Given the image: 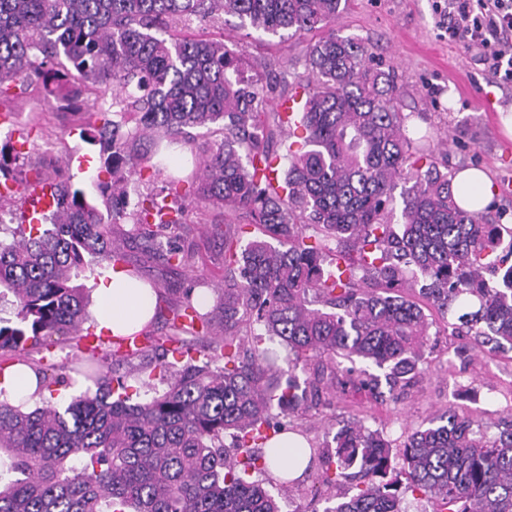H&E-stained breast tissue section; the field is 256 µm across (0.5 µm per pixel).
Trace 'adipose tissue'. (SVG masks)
Segmentation results:
<instances>
[{"instance_id":"1","label":"adipose tissue","mask_w":512,"mask_h":512,"mask_svg":"<svg viewBox=\"0 0 512 512\" xmlns=\"http://www.w3.org/2000/svg\"><path fill=\"white\" fill-rule=\"evenodd\" d=\"M94 299L92 315L99 330L116 336L141 331L148 325L156 293L135 276L108 270L98 278Z\"/></svg>"}]
</instances>
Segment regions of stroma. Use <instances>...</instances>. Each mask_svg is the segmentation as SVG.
<instances>
[{
    "mask_svg": "<svg viewBox=\"0 0 512 512\" xmlns=\"http://www.w3.org/2000/svg\"><path fill=\"white\" fill-rule=\"evenodd\" d=\"M342 35L372 46L384 66L393 69L403 88V112L409 136L417 144L446 137L443 160L449 172L479 166L488 172L497 194L487 219L512 225V140L505 137L498 112L512 110V90L487 82L462 44L449 42L436 25L432 0H351L339 22ZM191 35L223 38L234 51L241 78L247 83L278 85L269 67L273 59L303 73L306 39H279L229 18L224 26L193 20ZM0 113L10 114V133H0V148L21 146L16 162L26 171L29 161L46 158L45 176L63 171L76 184L91 188L100 162L93 128L74 129L73 117L62 110L57 93L35 84L24 95L0 98ZM218 210L203 215L198 231L182 240L194 255L193 270L172 269L138 244L127 251L129 270L176 298L189 289L224 287V240L211 230L220 222ZM429 336L421 372L414 383L394 394L376 397L365 390L337 394L311 416L284 428H300L314 444L332 439L345 421H358L394 442L451 410L477 418L487 435H497L512 419V351L476 352L468 348L465 329L456 327V313L428 310Z\"/></svg>",
    "mask_w": 512,
    "mask_h": 512,
    "instance_id": "obj_1",
    "label": "stroma"
}]
</instances>
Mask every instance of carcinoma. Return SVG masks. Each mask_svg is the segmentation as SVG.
<instances>
[{
	"label": "carcinoma",
	"mask_w": 512,
	"mask_h": 512,
	"mask_svg": "<svg viewBox=\"0 0 512 512\" xmlns=\"http://www.w3.org/2000/svg\"><path fill=\"white\" fill-rule=\"evenodd\" d=\"M348 2L0 0V95L47 75L76 100L111 96L94 136L105 209L60 174L41 223L0 225V298L11 294L15 309V320L0 318V357L33 370L36 396L64 385L67 370L95 387L64 407L0 400V512H281L266 481H297L269 467L266 443L279 432L270 416L302 418L349 385L380 395L383 382L391 392L410 382L428 336L424 307L446 315L475 299L458 316L474 346L512 350V228L461 208L439 153L414 147L394 72L336 32ZM226 16L273 36L320 32L283 97L302 101L305 149L281 153L292 116L272 88L235 76L223 40L179 33L194 18ZM162 139L190 146L199 170L169 173L131 209L128 174L161 175L152 159ZM199 205L224 210V292L206 312L188 291L155 304L168 332L146 336L138 355L187 361L162 366L167 388L133 403L102 345L79 347L89 289L73 280L88 256L126 261L121 224L166 265L193 268L173 242ZM247 226L259 234L245 242ZM418 279L421 300L391 294ZM189 336L208 341L200 365ZM61 339L81 357L58 368L32 358ZM320 456L314 494L354 491L325 512H405L408 492L435 512H512V423L490 439L448 410L398 449L353 422L309 447V461ZM394 473L405 475L401 492Z\"/></svg>",
	"instance_id": "carcinoma-1"
}]
</instances>
